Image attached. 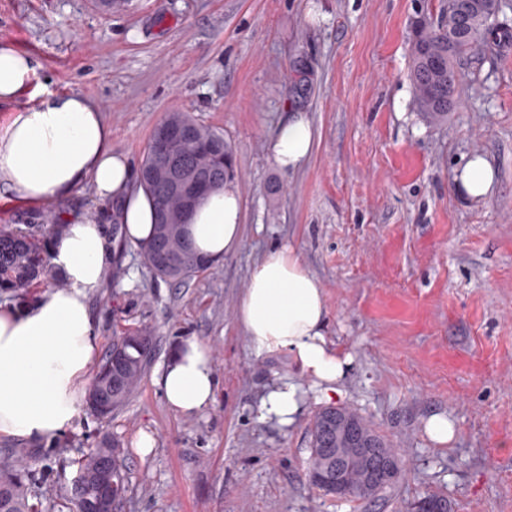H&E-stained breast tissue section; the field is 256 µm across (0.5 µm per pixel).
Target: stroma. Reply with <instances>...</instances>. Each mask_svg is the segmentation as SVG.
Here are the masks:
<instances>
[{
	"instance_id": "1",
	"label": "stroma",
	"mask_w": 512,
	"mask_h": 512,
	"mask_svg": "<svg viewBox=\"0 0 512 512\" xmlns=\"http://www.w3.org/2000/svg\"><path fill=\"white\" fill-rule=\"evenodd\" d=\"M418 0H0V47L32 55L43 91L93 99L112 148L140 165L167 113H190L235 152L239 247L176 285L137 246L90 296L100 350L139 328L152 361L111 419L81 411L53 440L25 448L43 512H76L77 461L105 435L120 445L126 491L116 512H404L434 493L450 512H512V0L463 62L447 120L426 118L409 78ZM300 112L313 148L298 168L273 160L278 123ZM495 170L474 201L456 176L472 157ZM112 225L115 206L84 186L65 201L0 197V224H59L71 210ZM295 251L326 299V335L352 359L340 393L320 397L285 353L256 354L238 319L249 272L267 251ZM206 343L215 400L169 409L158 379L186 340ZM297 383L302 405L282 427L259 421L269 389ZM370 420L402 460L394 490L369 507L323 495L307 477L309 426L329 405ZM453 424L446 445L426 431ZM155 448L140 456V433Z\"/></svg>"
}]
</instances>
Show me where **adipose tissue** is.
I'll use <instances>...</instances> for the list:
<instances>
[{"mask_svg": "<svg viewBox=\"0 0 512 512\" xmlns=\"http://www.w3.org/2000/svg\"><path fill=\"white\" fill-rule=\"evenodd\" d=\"M35 75L29 55L0 47V106L14 108L0 133V186L36 203L70 198L91 184L99 201L118 203L128 240L148 242L154 223L151 197L136 183L130 158L113 152L99 107L76 92H49L35 105L15 106ZM311 148L312 130L303 115L279 123L272 145L279 167H298ZM64 222L53 237L52 264L67 287L47 288L20 310L0 305V436L57 437L78 417L89 384L99 347L89 296L104 280L111 245L102 224L87 214H67ZM188 232L206 259L217 261L235 251L242 236L238 194L227 188L208 195L194 211ZM238 315L257 353H288L321 396L337 393L351 360L327 341L325 297L294 251L270 250L253 265ZM159 385L177 414L208 408L217 389L208 346L197 340L183 343L164 366ZM300 400L297 384H281L262 400L259 417L291 425Z\"/></svg>", "mask_w": 512, "mask_h": 512, "instance_id": "obj_1", "label": "adipose tissue"}]
</instances>
